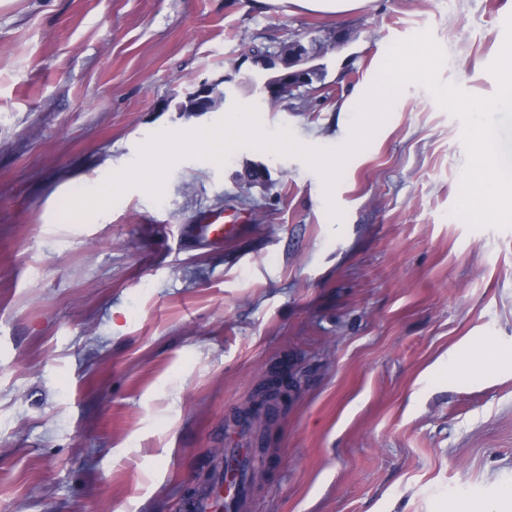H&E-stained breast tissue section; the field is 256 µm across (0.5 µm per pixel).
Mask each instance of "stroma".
<instances>
[{
  "instance_id": "stroma-1",
  "label": "stroma",
  "mask_w": 512,
  "mask_h": 512,
  "mask_svg": "<svg viewBox=\"0 0 512 512\" xmlns=\"http://www.w3.org/2000/svg\"><path fill=\"white\" fill-rule=\"evenodd\" d=\"M512 0H0V512H186L269 379L295 388L253 428L276 461L243 512H448L512 485V363L474 380L449 349L512 350V227L452 215L461 120L407 86L333 192L301 158H185L162 200L127 189L88 220L68 199L161 131L256 107L270 132L334 148L388 48L427 31L442 82L498 91ZM347 40L301 98L269 104L248 53ZM212 111L180 103L200 84ZM343 213L331 219L329 205ZM243 221L214 245L203 213ZM296 7L317 12L344 14L360 6L363 0H289Z\"/></svg>"
}]
</instances>
